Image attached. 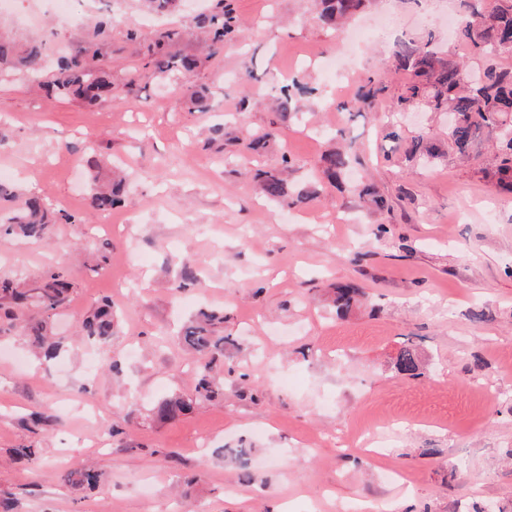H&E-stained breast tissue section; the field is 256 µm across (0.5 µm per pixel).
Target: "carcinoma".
Segmentation results:
<instances>
[{
    "instance_id": "cac0c4a2",
    "label": "carcinoma",
    "mask_w": 512,
    "mask_h": 512,
    "mask_svg": "<svg viewBox=\"0 0 512 512\" xmlns=\"http://www.w3.org/2000/svg\"><path fill=\"white\" fill-rule=\"evenodd\" d=\"M370 0H319L318 21L327 28H335L342 22L361 12ZM195 24L208 30L215 50L224 46V40L236 33L234 17L224 11V0H217V10L199 16ZM183 31L173 29L162 35L150 61L144 65L140 78L146 79L156 73L172 71L190 72L195 61L169 54L167 48L178 42ZM456 35L468 44L483 60V65L471 69L465 63L446 59L432 49L430 43L422 46H403L396 53V69L410 72L403 104L425 103L435 112H449L454 120L448 126V145L461 159L470 155L482 128L495 131L494 158L482 169L483 177L493 186L512 192V67L497 65L502 55H512V0H498L496 7L483 11L467 6L459 11L456 19ZM106 37V27L101 24L93 31L92 39L83 49L71 53L63 52L57 61V74L53 81L55 92L66 98L94 101L110 97L114 91L112 68L96 63L100 46ZM43 45L32 42L20 48L15 40L0 30V70H19L31 76L44 68ZM176 92L186 98L200 112L210 110V99L202 91L189 85L176 86ZM406 152L412 157L431 160L437 156L436 149L420 132L407 143ZM364 157L354 147L346 151H332L324 157V174L330 181L340 179L354 165H361ZM94 172L90 206L97 211L112 209L120 200L125 187L121 177L104 180L100 177V164L87 161ZM262 190L267 198L277 203L303 202L312 191L291 187L278 175H267L262 181ZM358 197L369 207L377 210L389 208L387 198L371 182H363L356 188ZM59 216L50 211L43 199L37 195L25 198L18 209L0 215V230L7 235L21 238L41 239L50 225ZM70 283L60 270L47 272L38 292V307L42 317L36 321L16 318L12 327L19 336L36 347L48 360L56 358L63 342L52 336L51 317L66 299ZM361 289L346 284L336 289L332 300L336 316L344 317L357 304ZM0 294L16 305L29 303L30 294L10 281H0ZM224 323V313L202 312L184 325L181 332L183 343L199 358H213L224 354V336L218 325ZM117 313L109 305L100 306L83 316L79 325V336L97 343H106L116 334ZM397 371L403 375H420L421 363L416 351L405 346L395 360ZM223 394L220 383L202 366L197 383L196 398L180 396L165 398L154 407V415L161 421H176L194 409L196 400H212ZM75 484L93 488L99 474L85 468L67 475Z\"/></svg>"
}]
</instances>
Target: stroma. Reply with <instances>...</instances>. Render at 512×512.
Returning a JSON list of instances; mask_svg holds the SVG:
<instances>
[{"label":"stroma","instance_id":"35a3bbf8","mask_svg":"<svg viewBox=\"0 0 512 512\" xmlns=\"http://www.w3.org/2000/svg\"><path fill=\"white\" fill-rule=\"evenodd\" d=\"M463 2L371 0L354 27L386 14L397 26L368 36L340 89L320 62L347 32L317 23V0H224L239 30L220 52L201 30L170 48L198 60L188 81L220 112L186 104L174 75L136 78L157 31L209 0L162 17L140 0H74L68 18L50 0H16L0 14L47 59L36 81L0 74V169L19 196L36 193L65 217L45 239L0 241V279L35 288L61 268L73 283L52 318L65 350L50 362L0 303V499L12 512H512V195L481 173L487 136L459 162L447 113L397 105L399 42L431 36L449 58L468 57L448 29ZM104 18L101 60L118 92L94 104L47 97L56 55L82 49ZM294 76L309 88L292 101L297 119L254 155L247 131L274 120ZM371 78L388 91L367 106ZM390 122L429 131L435 170L390 150ZM340 128L374 154L368 173L390 212L369 209L347 180L297 206L264 198L265 173L316 179ZM91 157L128 174L105 213L90 207ZM188 259L196 281L184 286ZM345 282L365 296L339 318L330 295ZM103 302L120 314L117 335L78 341V321ZM203 310L224 313L213 364L224 397L161 421L159 401L196 395L200 363L178 331ZM408 343L416 377L394 368ZM389 417L385 455L316 443ZM29 447L37 458L19 456ZM84 465L100 475L95 488L66 478Z\"/></svg>","mask_w":512,"mask_h":512}]
</instances>
